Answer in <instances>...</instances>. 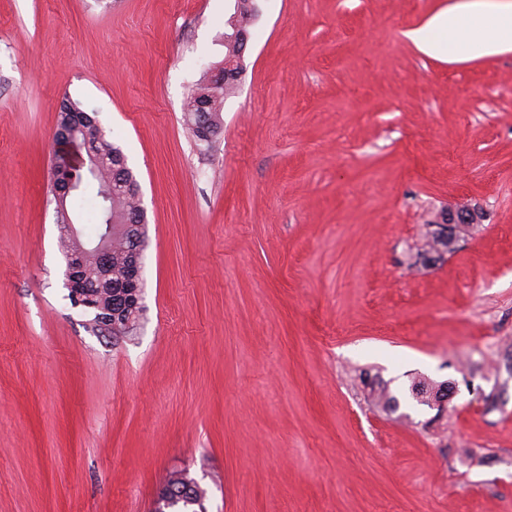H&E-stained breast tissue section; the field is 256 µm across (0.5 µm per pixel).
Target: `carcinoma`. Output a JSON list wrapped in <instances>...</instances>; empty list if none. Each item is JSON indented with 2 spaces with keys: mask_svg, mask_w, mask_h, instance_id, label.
Here are the masks:
<instances>
[{
  "mask_svg": "<svg viewBox=\"0 0 512 512\" xmlns=\"http://www.w3.org/2000/svg\"><path fill=\"white\" fill-rule=\"evenodd\" d=\"M238 80L203 83L184 105V119L195 138H200L201 123H209L212 136H217L221 129L220 112L224 101L234 92ZM76 140L85 151L98 155L103 165L93 168L90 165L62 166L58 172L74 182L95 224L112 223V227L125 224L145 223L144 210L138 196L139 186L136 175L131 168L124 169L123 185H118L115 170L116 163L112 156L121 153L119 147L107 135L98 122L89 115H84L76 131ZM128 270V254L123 233L116 231L112 238V274L119 280L126 276ZM444 384L433 383L425 379L412 382V397L420 404L429 407L439 400L440 396H448L443 391ZM172 512H204L202 497L192 500H178L168 505Z\"/></svg>",
  "mask_w": 512,
  "mask_h": 512,
  "instance_id": "1",
  "label": "carcinoma"
}]
</instances>
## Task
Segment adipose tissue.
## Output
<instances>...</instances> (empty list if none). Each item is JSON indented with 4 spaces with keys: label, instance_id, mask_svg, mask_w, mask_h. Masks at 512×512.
I'll list each match as a JSON object with an SVG mask.
<instances>
[{
    "label": "adipose tissue",
    "instance_id": "adipose-tissue-1",
    "mask_svg": "<svg viewBox=\"0 0 512 512\" xmlns=\"http://www.w3.org/2000/svg\"><path fill=\"white\" fill-rule=\"evenodd\" d=\"M405 36L419 50L451 59L512 51V0H457Z\"/></svg>",
    "mask_w": 512,
    "mask_h": 512
}]
</instances>
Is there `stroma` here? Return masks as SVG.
Listing matches in <instances>:
<instances>
[{"instance_id": "35a3bbf8", "label": "stroma", "mask_w": 512, "mask_h": 512, "mask_svg": "<svg viewBox=\"0 0 512 512\" xmlns=\"http://www.w3.org/2000/svg\"><path fill=\"white\" fill-rule=\"evenodd\" d=\"M452 2L254 0L207 145L183 106L236 0H0V512H152L180 470L206 512H512V51L404 38ZM67 99L140 185L126 337L65 286ZM444 384H447L443 396L448 398V383H433L426 379H415L410 387L412 397L420 404L433 407L439 400Z\"/></svg>"}]
</instances>
